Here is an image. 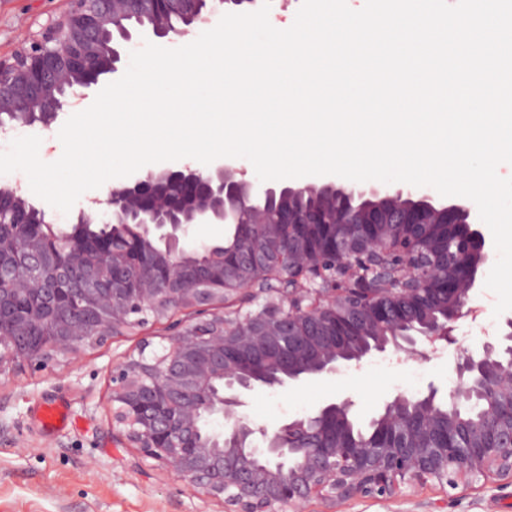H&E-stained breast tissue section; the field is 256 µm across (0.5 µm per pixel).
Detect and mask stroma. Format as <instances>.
<instances>
[{
  "mask_svg": "<svg viewBox=\"0 0 512 512\" xmlns=\"http://www.w3.org/2000/svg\"><path fill=\"white\" fill-rule=\"evenodd\" d=\"M69 0H0V56L10 57L36 36ZM476 318L461 320L458 346L424 362L398 364L376 356L323 382L284 391L258 389L246 413L273 428L311 413L327 400L351 397L360 420H368L396 394L425 391L428 384L448 394L456 385L459 349H473L499 334L496 296L477 288ZM165 321L148 322L122 336L41 371L25 367L0 375V512H228L226 504L193 495L167 468L145 459L112 425L109 395L112 368L143 340L171 335ZM66 402L75 422L49 433L36 411L44 402ZM337 512H512V484L492 481L459 486L450 493L427 485L394 500L349 499Z\"/></svg>",
  "mask_w": 512,
  "mask_h": 512,
  "instance_id": "35a3bbf8",
  "label": "stroma"
}]
</instances>
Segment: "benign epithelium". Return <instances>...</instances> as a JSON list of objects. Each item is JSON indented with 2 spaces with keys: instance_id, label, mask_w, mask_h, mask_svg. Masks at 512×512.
I'll return each instance as SVG.
<instances>
[{
  "instance_id": "obj_1",
  "label": "benign epithelium",
  "mask_w": 512,
  "mask_h": 512,
  "mask_svg": "<svg viewBox=\"0 0 512 512\" xmlns=\"http://www.w3.org/2000/svg\"><path fill=\"white\" fill-rule=\"evenodd\" d=\"M40 36L0 58V133L49 128L105 79L123 75L127 47L144 33L184 36L216 8L204 0H69ZM43 207L0 188V224H27L21 240L0 236V375L37 370L109 337L112 325L209 307L112 371V423L142 455L167 466L202 498L233 512H306L357 497L393 499L418 485L512 480V319L496 342L462 351L448 398L482 401L476 418L443 405L434 384L399 393L354 433L350 397L275 429L244 412L257 388L307 385L377 354L426 361L458 343L481 266L492 253L476 205L442 202L403 184L331 175L261 181L234 160L213 169L185 164L146 169L110 186L81 210L70 247L44 245ZM227 224L224 298L188 261L194 224ZM110 224L93 239L98 271L83 265L82 229ZM87 284L74 288L77 280ZM32 309L21 313L16 300ZM219 429L205 435L204 419Z\"/></svg>"
}]
</instances>
